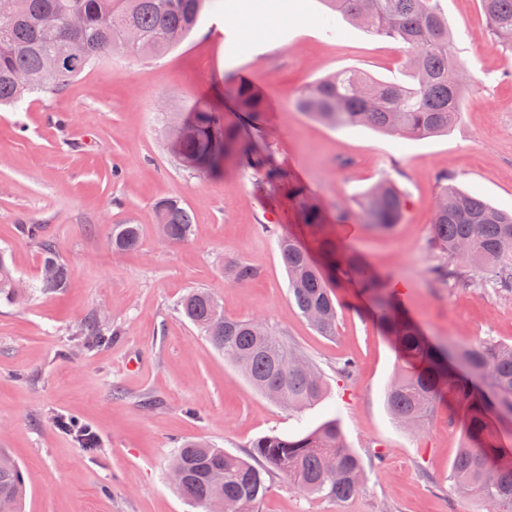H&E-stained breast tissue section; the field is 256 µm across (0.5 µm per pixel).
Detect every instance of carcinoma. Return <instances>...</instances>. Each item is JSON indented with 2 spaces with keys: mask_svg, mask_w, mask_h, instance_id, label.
<instances>
[{
  "mask_svg": "<svg viewBox=\"0 0 512 512\" xmlns=\"http://www.w3.org/2000/svg\"><path fill=\"white\" fill-rule=\"evenodd\" d=\"M207 0H0V105L27 94L61 91L86 68L117 51L138 58H158L180 44L197 25ZM356 25L390 38L406 49L411 82L371 78L343 70L321 78L296 98L297 108L335 128L365 126L414 138L449 131L461 118L462 90L473 81L466 62L454 52L448 19L438 0H327ZM494 42L512 52V0H481ZM83 17L82 28L62 33L56 23L69 11ZM60 56L68 65L56 82L42 81L43 58ZM238 109L259 123L264 100L243 81H233ZM180 138L178 162L200 174H217L235 164L257 169L251 140L221 117L195 104L191 117L171 131ZM288 195L314 238L319 258L298 237L283 235L278 244L288 275V296L300 315L320 334H336V289L355 283L374 303L375 315L398 356V372L386 389V407L400 426L425 428L443 402L463 415L464 444L452 462V490L480 500L485 512H512V443L501 425L512 424V344L472 347L442 345L402 311L386 278L356 253L346 251L329 231L326 207L307 190L288 182ZM366 224L389 231L399 223L405 201L390 179L371 187L359 202ZM157 224L171 242L193 235V216L182 201L155 204ZM21 233L39 243L42 266L38 288L57 292L70 282L71 270L55 245L42 237L38 224L21 225ZM139 224H114L110 244L116 252L139 247ZM430 248L441 259L434 281L467 285L476 273L512 290V214L458 190L443 179L435 204ZM236 283L258 277L244 261L225 266ZM12 269L0 253V297H15ZM177 311L205 336L224 359L257 390L296 412L326 393L323 373L281 335L257 320L224 315L219 300L203 288L185 294ZM87 348L112 341V326L91 317L75 330ZM246 460L212 444L190 440L177 448L170 468L183 473L176 485L190 503L207 512L223 496L226 512H257L277 474L303 494L348 501L364 489L361 458L347 447L338 421L291 436H265L251 444ZM25 479L20 467L0 455V498L21 512Z\"/></svg>",
  "mask_w": 512,
  "mask_h": 512,
  "instance_id": "obj_1",
  "label": "carcinoma"
}]
</instances>
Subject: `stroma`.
<instances>
[{
  "label": "stroma",
  "instance_id": "35a3bbf8",
  "mask_svg": "<svg viewBox=\"0 0 512 512\" xmlns=\"http://www.w3.org/2000/svg\"><path fill=\"white\" fill-rule=\"evenodd\" d=\"M474 80L463 116L448 133L401 138L367 127L335 129L295 105L316 79L354 68L402 81L401 44L345 20L327 26L324 0H213L196 29L156 59L115 54L60 92L0 107V251L16 279L34 285L41 250L23 236L38 224L69 265L57 293L0 298V451L26 476L22 512H200L175 489L168 461L182 440L238 455L267 435L313 430L337 419L366 467L348 501L307 496L273 478L258 512H484L453 493L450 466L459 424L439 408L427 427H400L385 406L397 354L369 299L338 292L335 337L317 333L288 297L278 238L296 231L297 208L253 170L219 176L183 169L165 130L196 102L220 112L254 143L258 157L319 196L357 210L362 194L389 178L408 204L392 231L362 219L337 237L389 278L407 314L433 340L454 346L512 344V292L492 282L434 287L428 242L439 175L512 211V53L490 40L480 0H440ZM265 101L260 129L238 111L225 74ZM182 200L189 241L158 233L154 204ZM143 227L140 246L113 252V225ZM244 260L257 279L224 280V263ZM217 296L227 316L281 333L324 373L323 399L302 414L256 391L177 310L190 289ZM111 320V344L85 348L72 333L87 317ZM353 362L349 377L339 368ZM74 417L98 436L74 443L56 424Z\"/></svg>",
  "mask_w": 512,
  "mask_h": 512
}]
</instances>
